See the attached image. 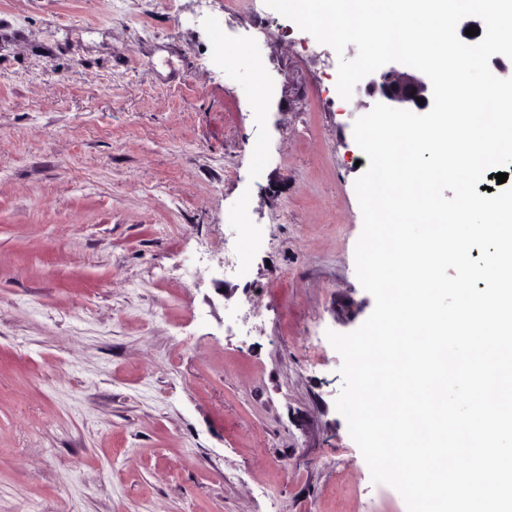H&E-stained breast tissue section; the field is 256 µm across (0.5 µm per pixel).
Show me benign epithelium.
Listing matches in <instances>:
<instances>
[{
  "mask_svg": "<svg viewBox=\"0 0 512 512\" xmlns=\"http://www.w3.org/2000/svg\"><path fill=\"white\" fill-rule=\"evenodd\" d=\"M368 89L379 93L382 103L398 109L425 110L433 101L432 84L423 73L404 65H391L368 75ZM424 99L419 103L418 99Z\"/></svg>",
  "mask_w": 512,
  "mask_h": 512,
  "instance_id": "benign-epithelium-1",
  "label": "benign epithelium"
}]
</instances>
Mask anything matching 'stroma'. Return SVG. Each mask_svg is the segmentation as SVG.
Returning a JSON list of instances; mask_svg holds the SVG:
<instances>
[{
    "label": "stroma",
    "mask_w": 512,
    "mask_h": 512,
    "mask_svg": "<svg viewBox=\"0 0 512 512\" xmlns=\"http://www.w3.org/2000/svg\"><path fill=\"white\" fill-rule=\"evenodd\" d=\"M338 58L253 0H0V512H407L335 407Z\"/></svg>",
    "instance_id": "obj_1"
}]
</instances>
